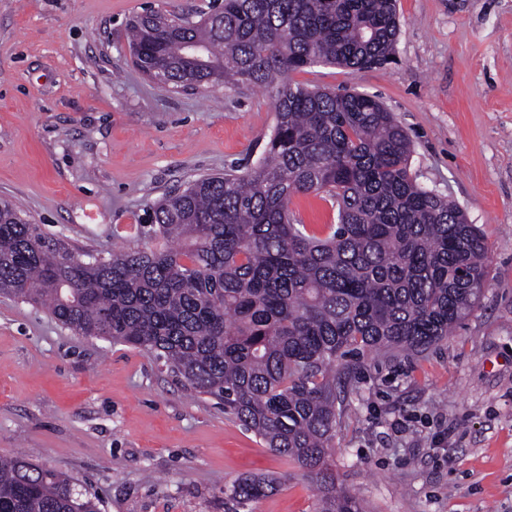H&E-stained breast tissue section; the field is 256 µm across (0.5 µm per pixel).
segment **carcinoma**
<instances>
[{"label": "carcinoma", "instance_id": "carcinoma-1", "mask_svg": "<svg viewBox=\"0 0 512 512\" xmlns=\"http://www.w3.org/2000/svg\"><path fill=\"white\" fill-rule=\"evenodd\" d=\"M127 30L135 66L167 89L267 91L265 154L170 192L149 206L153 245L106 256L70 252L0 199V294L153 355L314 477L319 512H362L327 466L355 369L347 356L433 347L489 276L482 230L417 183L410 139L379 98L288 80L318 64H385L396 0H221L191 16L146 9ZM310 193L337 206L324 237L289 210ZM278 487L243 476L225 494L245 505ZM0 512L99 509L73 478L16 456L0 461Z\"/></svg>", "mask_w": 512, "mask_h": 512}]
</instances>
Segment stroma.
<instances>
[{"label": "stroma", "mask_w": 512, "mask_h": 512, "mask_svg": "<svg viewBox=\"0 0 512 512\" xmlns=\"http://www.w3.org/2000/svg\"><path fill=\"white\" fill-rule=\"evenodd\" d=\"M207 0H0V198L76 251L142 248L146 209L199 176L246 169L268 95L173 93L133 64L129 20ZM391 62L289 79L379 96L417 183L456 200L489 246V286L440 345L357 359L327 462L364 512H512V0H398ZM290 208L316 235L337 211ZM67 472L100 512H226L244 475L278 491L240 512H315L312 479L151 356L0 296V459Z\"/></svg>", "instance_id": "obj_1"}]
</instances>
